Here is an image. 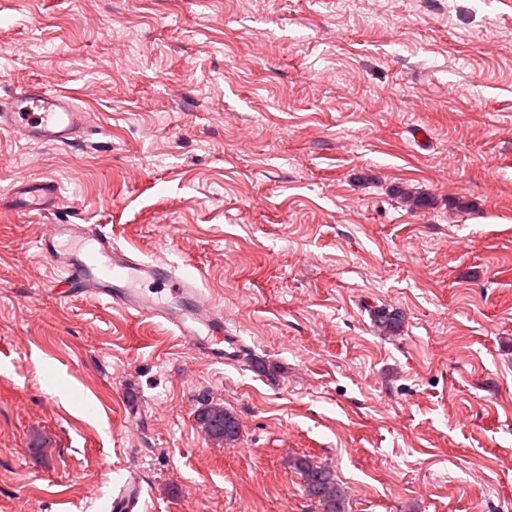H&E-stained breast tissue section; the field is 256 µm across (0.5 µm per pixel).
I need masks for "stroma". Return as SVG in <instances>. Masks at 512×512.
<instances>
[{"instance_id": "1", "label": "stroma", "mask_w": 512, "mask_h": 512, "mask_svg": "<svg viewBox=\"0 0 512 512\" xmlns=\"http://www.w3.org/2000/svg\"><path fill=\"white\" fill-rule=\"evenodd\" d=\"M35 81L93 123L0 131V193L61 195L0 212V512H317L304 454L348 512H512V0H0ZM48 224L202 272L267 372L66 292ZM59 207L58 186L44 178L22 179L5 196H0V209L21 215L55 213ZM373 313L375 324L383 333L393 335L402 330L403 316L400 312L378 308L374 309ZM197 420L205 434L225 443L238 440L240 423L235 414L222 404H208L197 413ZM291 466L300 476L306 496L319 512H346V492L334 472L311 457L293 459ZM141 508V483L132 475L121 487L118 497L112 503V509L120 512H137Z\"/></svg>"}]
</instances>
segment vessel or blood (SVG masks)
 Masks as SVG:
<instances>
[{"instance_id": "obj_1", "label": "vessel or blood", "mask_w": 512, "mask_h": 512, "mask_svg": "<svg viewBox=\"0 0 512 512\" xmlns=\"http://www.w3.org/2000/svg\"><path fill=\"white\" fill-rule=\"evenodd\" d=\"M89 127V113L69 93L49 83L34 82L10 97H0V130L16 131L29 143L71 146ZM58 207L57 184L41 177L21 180L0 196V209L22 215L44 216ZM39 249L75 294L165 324L183 347L214 363L247 362L249 350L225 326L223 308L203 293L196 276L178 272L176 264L123 248L96 224L49 225ZM145 283L169 290L171 302L144 293ZM112 506L116 512H139L140 481L129 478Z\"/></svg>"}]
</instances>
